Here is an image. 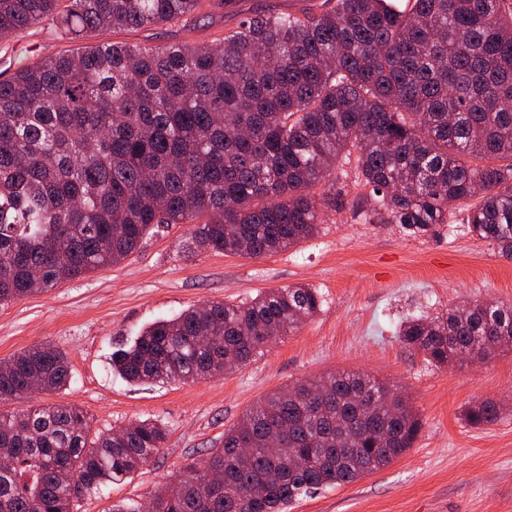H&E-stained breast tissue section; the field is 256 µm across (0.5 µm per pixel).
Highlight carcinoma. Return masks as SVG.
<instances>
[{
  "instance_id": "carcinoma-1",
  "label": "carcinoma",
  "mask_w": 512,
  "mask_h": 512,
  "mask_svg": "<svg viewBox=\"0 0 512 512\" xmlns=\"http://www.w3.org/2000/svg\"><path fill=\"white\" fill-rule=\"evenodd\" d=\"M0 0V39L46 19L69 40L98 29L193 22L207 0ZM412 235H437L448 202L479 197L469 232L512 258V4L322 0L245 17L218 44L107 43L51 54L0 80V305L115 265L161 224H194L190 255L263 257L318 233L316 192L347 178ZM308 285L210 302L145 327L112 353L130 384L222 376L322 308ZM435 366L512 348V305L475 299L406 321ZM70 382L63 353L0 362V404ZM468 407L473 426L497 419ZM401 395L355 371L269 393L223 447L149 499L150 512H288L413 447ZM277 437L273 452L267 451ZM153 420L100 430L77 406L0 410V512H73L163 448ZM250 449L242 455L239 449ZM261 497L245 507V494Z\"/></svg>"
}]
</instances>
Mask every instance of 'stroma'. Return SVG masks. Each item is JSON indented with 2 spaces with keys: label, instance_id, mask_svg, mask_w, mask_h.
I'll use <instances>...</instances> for the list:
<instances>
[{
  "label": "stroma",
  "instance_id": "35a3bbf8",
  "mask_svg": "<svg viewBox=\"0 0 512 512\" xmlns=\"http://www.w3.org/2000/svg\"><path fill=\"white\" fill-rule=\"evenodd\" d=\"M308 4L213 0L188 26L96 30L79 42L66 40L46 20L0 40V79L45 55L112 41L212 44L248 13ZM365 194L349 184L342 207L324 210L318 234L270 256H187L180 244L189 225H163L119 264L0 305V360L48 342L65 353L72 375L67 389L34 394L16 402V409L75 405L102 430L143 420L168 429L162 451L146 467L79 500L77 512L145 502L181 468L222 447L225 430L258 398L334 370L388 383L418 415L420 432L413 448L390 466L295 502L288 512H512V351L486 363L437 367L398 336L406 318L464 300L512 303V259L468 232L472 200L449 206L442 235L411 237L397 225L359 215L356 202ZM300 283L319 289L321 311L229 374L131 385L112 371V352L157 320L194 305L239 304ZM484 400L498 403L501 413L493 423L471 426L464 412Z\"/></svg>",
  "mask_w": 512,
  "mask_h": 512
}]
</instances>
